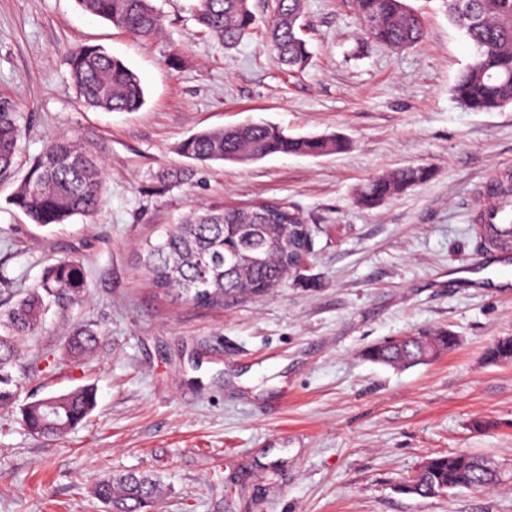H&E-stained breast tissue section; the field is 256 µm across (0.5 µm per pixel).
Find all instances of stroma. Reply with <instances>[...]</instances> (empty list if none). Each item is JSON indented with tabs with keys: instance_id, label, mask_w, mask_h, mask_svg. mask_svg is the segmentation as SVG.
<instances>
[{
	"instance_id": "35a3bbf8",
	"label": "stroma",
	"mask_w": 512,
	"mask_h": 512,
	"mask_svg": "<svg viewBox=\"0 0 512 512\" xmlns=\"http://www.w3.org/2000/svg\"><path fill=\"white\" fill-rule=\"evenodd\" d=\"M423 42L368 39L353 0H303L309 66L265 46L274 0H250L260 27L228 49L202 36L198 0H154L164 26L148 41L76 0H0V98L19 106L14 167L0 174V303L60 259L81 263L82 298L51 307L25 338L14 402L0 405V512H105L96 482L148 472L156 512H512L498 489L420 498L397 489L429 455L459 451L512 468V362L489 347L512 337V295L479 287L463 263L486 177L512 176V105L463 109L452 96L472 48L442 0H405ZM91 45L139 76L133 113L88 108L67 53ZM245 121L291 135L345 136L347 150L274 155L199 170L182 186L188 135ZM52 139L89 149L106 171L88 218L41 227L10 204ZM431 177L375 207L360 190L401 167ZM284 202L315 226L305 265L270 293L200 307L159 293L137 254L160 225L199 204ZM102 346L77 362L69 331ZM452 331L456 346L408 369L368 359L372 344ZM91 384L97 406L55 441L32 436L22 407Z\"/></svg>"
}]
</instances>
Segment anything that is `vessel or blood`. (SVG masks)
<instances>
[{
	"instance_id": "obj_1",
	"label": "vessel or blood",
	"mask_w": 512,
	"mask_h": 512,
	"mask_svg": "<svg viewBox=\"0 0 512 512\" xmlns=\"http://www.w3.org/2000/svg\"><path fill=\"white\" fill-rule=\"evenodd\" d=\"M496 186V179L490 178L482 188L477 207L479 222L474 226L482 248L468 260L467 266L481 283L507 289L512 287V267L495 268L488 263L489 258L512 249V210L502 207Z\"/></svg>"
}]
</instances>
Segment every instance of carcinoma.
<instances>
[{"label": "carcinoma", "mask_w": 512, "mask_h": 512, "mask_svg": "<svg viewBox=\"0 0 512 512\" xmlns=\"http://www.w3.org/2000/svg\"><path fill=\"white\" fill-rule=\"evenodd\" d=\"M85 12L104 19L134 36L147 40L162 27V17L152 0H77ZM448 20L463 32L475 54L452 87L456 101L472 112H489L512 104V0H444ZM364 33L396 48L415 47L424 38L421 17L404 0H355ZM303 0H275L267 21L268 47L290 68L303 69L311 61L302 37ZM196 21L202 32L232 48L256 24L249 0H199ZM71 78L83 103L93 109L135 112L145 103L138 75L122 60L93 46L69 55ZM17 106L0 99V171L13 167L18 149ZM340 136L291 137L268 124H247L230 129L198 131L178 145L190 164L158 174L165 184H183L195 174L194 166L253 161L274 154L319 157L346 150ZM426 168H400L372 180L359 202L376 206L409 186L426 180ZM105 180L101 166L83 149L66 141L51 140L36 158L20 184L12 204L35 224H63L74 216L89 217L104 202ZM315 230L288 206L267 201L246 207L198 205L174 224L158 228L155 238L141 244L140 266L153 287L199 306L224 303L229 297L266 293L277 288L295 270L300 241L288 244V231ZM85 289L79 263L60 260L49 265L37 286L23 292L0 319V404L12 400L20 389L15 338L35 336L53 304L75 302ZM101 333L88 325L73 330L67 354L73 361L94 354ZM457 336L442 331L423 341L405 342L399 348L388 342L374 345L367 356L391 367H411L435 348L452 349ZM495 360L512 361V338L489 349ZM97 405L91 385L60 395L45 396L23 410L27 431L38 438H60L81 424ZM502 481V471L490 458L464 452L428 457L425 470L401 480L413 485V495L428 498L452 490L485 492ZM158 491L149 473H126L98 481L95 496L114 512H147Z\"/></svg>", "instance_id": "1"}]
</instances>
